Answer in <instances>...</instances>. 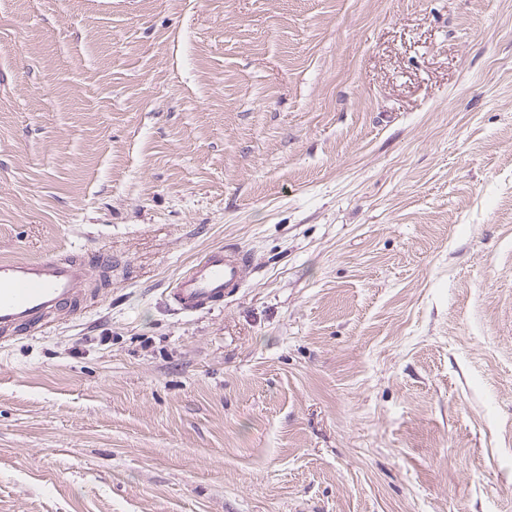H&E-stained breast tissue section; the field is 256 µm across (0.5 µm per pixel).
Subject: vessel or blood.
Returning a JSON list of instances; mask_svg holds the SVG:
<instances>
[{
	"instance_id": "vessel-or-blood-1",
	"label": "vessel or blood",
	"mask_w": 512,
	"mask_h": 512,
	"mask_svg": "<svg viewBox=\"0 0 512 512\" xmlns=\"http://www.w3.org/2000/svg\"><path fill=\"white\" fill-rule=\"evenodd\" d=\"M112 259L49 256L0 258V343L7 336L42 330L49 315L77 312L88 292L92 270H105ZM252 265L242 249L208 250L167 290L174 311L191 314L223 302L242 287Z\"/></svg>"
}]
</instances>
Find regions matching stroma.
<instances>
[{
	"mask_svg": "<svg viewBox=\"0 0 512 512\" xmlns=\"http://www.w3.org/2000/svg\"><path fill=\"white\" fill-rule=\"evenodd\" d=\"M74 252L0 512H512V0H0V257ZM251 265V256L245 250L212 248L167 289V301L174 311L183 314L219 305L242 287Z\"/></svg>",
	"mask_w": 512,
	"mask_h": 512,
	"instance_id": "stroma-1",
	"label": "stroma"
}]
</instances>
